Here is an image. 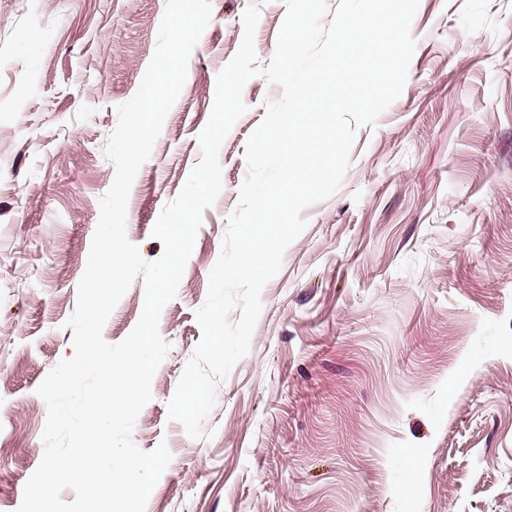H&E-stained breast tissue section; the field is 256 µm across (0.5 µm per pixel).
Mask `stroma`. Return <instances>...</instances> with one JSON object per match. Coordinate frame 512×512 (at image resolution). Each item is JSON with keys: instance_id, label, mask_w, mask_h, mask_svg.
<instances>
[{"instance_id": "1", "label": "stroma", "mask_w": 512, "mask_h": 512, "mask_svg": "<svg viewBox=\"0 0 512 512\" xmlns=\"http://www.w3.org/2000/svg\"><path fill=\"white\" fill-rule=\"evenodd\" d=\"M252 0H211L126 233L141 256L201 159L219 72ZM166 0H0V512L38 467L47 405L37 388L72 358L77 300L100 200L104 149L137 92ZM285 0L261 9L269 64ZM401 96L360 128L339 189L262 291L248 354L218 384L190 438L169 420L202 330L196 319L247 176L244 153L279 85L250 79L219 150L222 191L196 234L159 332L170 350L132 438L172 459L146 512H512V0H419ZM135 280L105 328L137 324Z\"/></svg>"}]
</instances>
